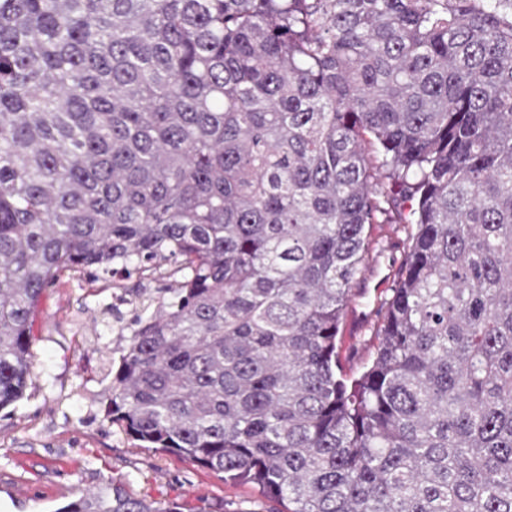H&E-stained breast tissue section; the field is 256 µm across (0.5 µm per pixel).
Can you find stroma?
<instances>
[{
    "label": "stroma",
    "mask_w": 512,
    "mask_h": 512,
    "mask_svg": "<svg viewBox=\"0 0 512 512\" xmlns=\"http://www.w3.org/2000/svg\"><path fill=\"white\" fill-rule=\"evenodd\" d=\"M417 232L402 222L366 227L368 250L337 341L339 365L358 378L372 362L391 289ZM114 281L64 273L44 293L34 326V374L24 398L0 411V512H57L113 478L137 496L176 500L192 512H284L249 485L154 448L103 418L114 350Z\"/></svg>",
    "instance_id": "35a3bbf8"
}]
</instances>
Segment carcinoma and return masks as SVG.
Returning a JSON list of instances; mask_svg holds the SVG:
<instances>
[{
	"mask_svg": "<svg viewBox=\"0 0 512 512\" xmlns=\"http://www.w3.org/2000/svg\"><path fill=\"white\" fill-rule=\"evenodd\" d=\"M381 167L417 232L349 382ZM166 265L107 307L139 447L286 512H512V0H0V410L61 272Z\"/></svg>",
	"mask_w": 512,
	"mask_h": 512,
	"instance_id": "carcinoma-1",
	"label": "carcinoma"
}]
</instances>
